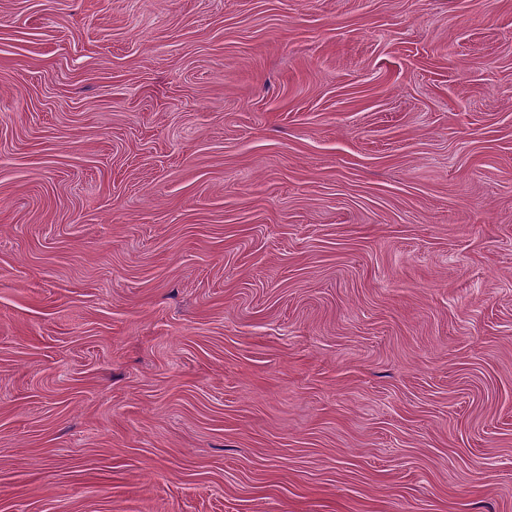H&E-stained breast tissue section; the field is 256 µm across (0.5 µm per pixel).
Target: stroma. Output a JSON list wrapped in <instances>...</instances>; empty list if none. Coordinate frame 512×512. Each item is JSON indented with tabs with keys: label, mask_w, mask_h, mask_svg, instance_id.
<instances>
[{
	"label": "stroma",
	"mask_w": 512,
	"mask_h": 512,
	"mask_svg": "<svg viewBox=\"0 0 512 512\" xmlns=\"http://www.w3.org/2000/svg\"><path fill=\"white\" fill-rule=\"evenodd\" d=\"M0 512H512V0H0Z\"/></svg>",
	"instance_id": "obj_1"
}]
</instances>
